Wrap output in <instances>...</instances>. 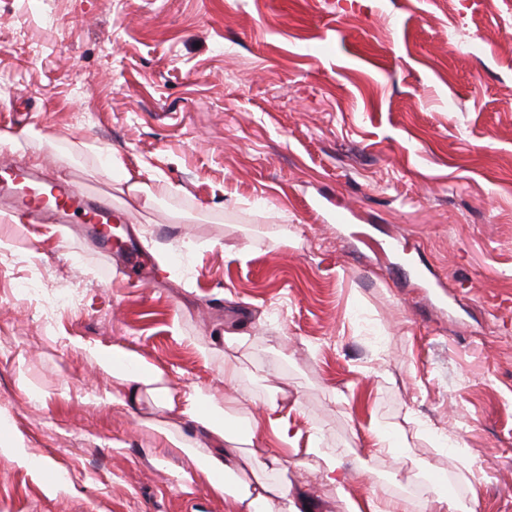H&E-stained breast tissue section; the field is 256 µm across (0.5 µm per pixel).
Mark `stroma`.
I'll return each mask as SVG.
<instances>
[{"label": "stroma", "mask_w": 512, "mask_h": 512, "mask_svg": "<svg viewBox=\"0 0 512 512\" xmlns=\"http://www.w3.org/2000/svg\"><path fill=\"white\" fill-rule=\"evenodd\" d=\"M507 31L512 0H0V162L106 192L144 268L0 200V422L67 479L0 454V512H224L166 439L189 421L122 405L96 344L219 406L236 361L238 418L282 388L313 512H418L415 478L512 512ZM308 452L314 454L321 463V473L323 478L331 483H337L338 488L342 487L339 483L338 474V451L336 448H308Z\"/></svg>", "instance_id": "stroma-1"}]
</instances>
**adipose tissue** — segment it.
I'll use <instances>...</instances> for the list:
<instances>
[{"label":"adipose tissue","instance_id":"ef3b65f1","mask_svg":"<svg viewBox=\"0 0 512 512\" xmlns=\"http://www.w3.org/2000/svg\"><path fill=\"white\" fill-rule=\"evenodd\" d=\"M87 352L101 371L125 383L128 405L137 404L142 392L154 393L160 396L163 409L184 416L193 424L190 440L176 438L172 444L193 456L211 490L223 496L226 512H308L309 495L291 493L287 480L280 477L284 464L270 450L271 441L288 445L295 439L287 398H272L263 419L249 420L245 428L237 430L225 423L223 408L210 403L202 386L172 390L160 367L117 344L91 346ZM243 444L248 445V453L240 452ZM0 454L44 477L48 491L65 488L63 476L49 474L45 463L28 452L19 435L1 432ZM256 469L277 473V481H243L246 471Z\"/></svg>","mask_w":512,"mask_h":512}]
</instances>
